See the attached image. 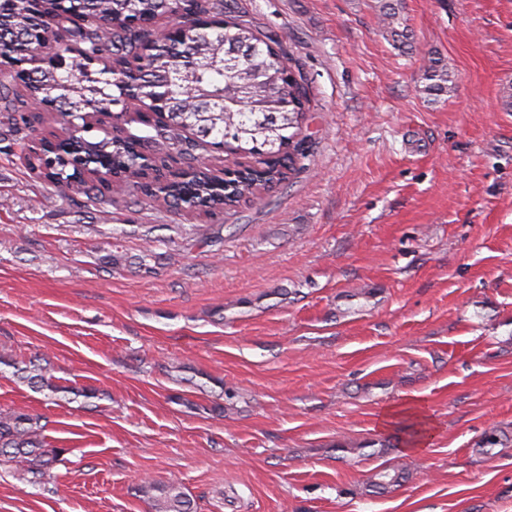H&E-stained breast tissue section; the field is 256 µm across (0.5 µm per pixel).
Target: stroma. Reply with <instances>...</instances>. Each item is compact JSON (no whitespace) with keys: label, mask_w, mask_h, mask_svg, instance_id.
<instances>
[{"label":"stroma","mask_w":512,"mask_h":512,"mask_svg":"<svg viewBox=\"0 0 512 512\" xmlns=\"http://www.w3.org/2000/svg\"><path fill=\"white\" fill-rule=\"evenodd\" d=\"M378 4L224 0L310 112L302 169L213 218L68 196L0 127V408L66 451L41 485L1 465L0 512H155L169 484L191 512H512V0H401V49ZM404 402L436 425L416 454L379 424ZM423 80L426 82L421 91L427 96L440 97L451 92L454 76L441 57L431 56L424 67ZM21 364L24 366H21ZM6 365L15 370L14 375L22 381L27 382L33 389L38 391H48L50 395H56L61 392L73 393L75 396L83 397L87 405H92L91 399L99 398V394L95 388L83 387L80 390H74L55 383L51 377L47 376L46 368L32 361L26 363L23 361L7 360Z\"/></svg>","instance_id":"stroma-1"}]
</instances>
